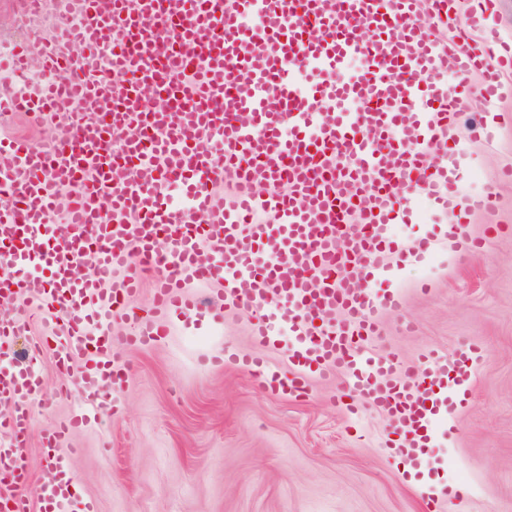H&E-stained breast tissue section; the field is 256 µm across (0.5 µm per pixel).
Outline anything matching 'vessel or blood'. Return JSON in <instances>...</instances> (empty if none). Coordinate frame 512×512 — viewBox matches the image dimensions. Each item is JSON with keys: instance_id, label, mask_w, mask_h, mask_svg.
I'll return each mask as SVG.
<instances>
[{"instance_id": "obj_1", "label": "vessel or blood", "mask_w": 512, "mask_h": 512, "mask_svg": "<svg viewBox=\"0 0 512 512\" xmlns=\"http://www.w3.org/2000/svg\"><path fill=\"white\" fill-rule=\"evenodd\" d=\"M49 1L54 36L23 43L11 62L23 73L38 61L39 85L1 92L0 113L44 123L69 99H120L113 126L130 130L123 146L145 173L117 178L111 136L83 119L47 143L0 138V189L10 199L0 207V298L28 302L25 315L0 313V512H93L77 497L64 439L111 413L101 394L122 380L118 353L164 336L159 313L203 309L187 287L215 279L225 303L251 310L257 347L225 349V364L283 396L306 394L313 375L343 372L351 414L382 412L393 428L388 453L425 469L473 381L477 350L429 351L405 365L373 343L381 311L403 305L387 257L415 200L449 218L418 237L415 260L450 242L472 248L460 233L465 217L493 206L461 198L456 173V102L474 75L497 101L512 70V46L483 23L482 7L468 30L443 40L419 13L454 27L457 0H22V9ZM104 52L127 86L84 77ZM356 57L364 73L342 79ZM147 87L165 96L164 108L147 109ZM206 134L220 137L223 153L202 149ZM227 177L237 186L228 205L211 192ZM171 188L182 206L170 204ZM58 213L69 227L62 238L51 226ZM89 255L93 276L75 277ZM36 262L50 279L32 273ZM144 272L155 276L147 310L130 304ZM118 313L131 334L113 335ZM39 321L53 329L36 347L75 372L85 411L44 434L49 461L34 478L22 449L45 380L16 344ZM272 352L287 369L270 363Z\"/></svg>"}]
</instances>
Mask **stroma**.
Listing matches in <instances>:
<instances>
[{"instance_id": "stroma-1", "label": "stroma", "mask_w": 512, "mask_h": 512, "mask_svg": "<svg viewBox=\"0 0 512 512\" xmlns=\"http://www.w3.org/2000/svg\"><path fill=\"white\" fill-rule=\"evenodd\" d=\"M470 84L458 105L462 130L497 126L493 143L467 138L460 160L462 194L496 199L492 212L467 217L465 232L480 237L486 225H512V95L491 109L479 77ZM396 283L404 304L381 317L374 350L394 349L410 364L428 349H483L455 428L430 449L418 481L467 485L468 496L449 498L441 512H512V235L488 239L478 253L404 262ZM251 319L233 306L174 313L157 345L121 351L127 376L106 392L115 414L76 428L62 446L79 495L95 512H429L404 483L403 463L382 447L386 418L367 412V440L354 437L341 379L289 398L220 363L225 348H251ZM40 365L46 387L22 450L34 476L47 462L42 434L73 414L72 398L55 392L62 376L50 354Z\"/></svg>"}]
</instances>
